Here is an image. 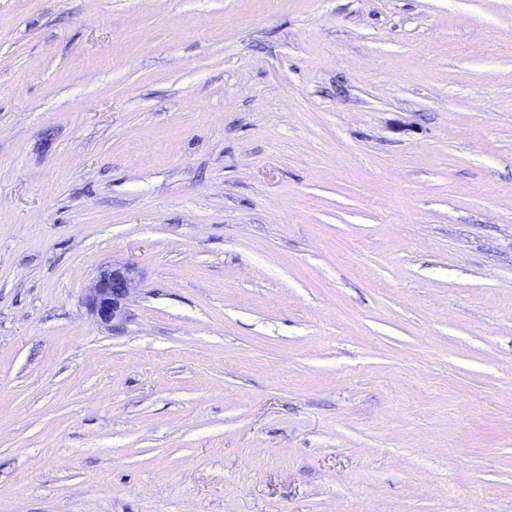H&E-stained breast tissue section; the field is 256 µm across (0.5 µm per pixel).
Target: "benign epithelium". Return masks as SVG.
Instances as JSON below:
<instances>
[{
	"label": "benign epithelium",
	"instance_id": "1",
	"mask_svg": "<svg viewBox=\"0 0 512 512\" xmlns=\"http://www.w3.org/2000/svg\"><path fill=\"white\" fill-rule=\"evenodd\" d=\"M138 283L134 264L105 265L88 288L85 304L99 324L116 327L126 319L129 298Z\"/></svg>",
	"mask_w": 512,
	"mask_h": 512
}]
</instances>
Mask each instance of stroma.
Instances as JSON below:
<instances>
[{"label":"stroma","instance_id":"stroma-1","mask_svg":"<svg viewBox=\"0 0 512 512\" xmlns=\"http://www.w3.org/2000/svg\"><path fill=\"white\" fill-rule=\"evenodd\" d=\"M0 512H512V0H0ZM138 283L134 264L105 265L88 288L85 304L99 324L116 327L126 319L129 298Z\"/></svg>","mask_w":512,"mask_h":512}]
</instances>
